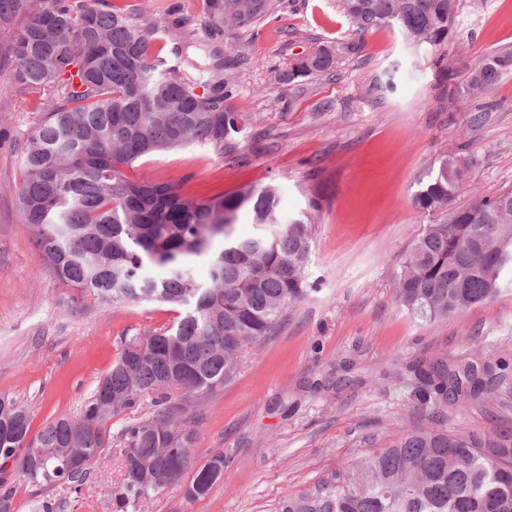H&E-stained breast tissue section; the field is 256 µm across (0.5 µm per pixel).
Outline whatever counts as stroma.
Segmentation results:
<instances>
[{
    "instance_id": "1",
    "label": "stroma",
    "mask_w": 512,
    "mask_h": 512,
    "mask_svg": "<svg viewBox=\"0 0 512 512\" xmlns=\"http://www.w3.org/2000/svg\"><path fill=\"white\" fill-rule=\"evenodd\" d=\"M270 15L210 39L204 0H112L139 20H178L194 44L177 64L219 65L226 111L241 128L218 149L192 144L142 158L129 179L179 185L195 199L249 185H277L287 215L308 209L314 289L291 306L274 336L247 353L235 381L190 398L177 424L195 432L194 463L224 458V475L201 498L174 486L138 512H276L402 430L489 434L512 426V292L459 316L420 319L394 298V278L424 225L412 197L438 161L472 160L457 204L512 190V73L480 94L449 99L486 54L512 46V0H461L457 34L438 51L415 47L398 28L358 32L340 0H272ZM342 51L335 67L279 83L321 45ZM15 63L0 49V396L25 405L30 432L77 416L109 372L126 336L168 325L172 305L80 297L41 260L18 207L22 146L42 114L20 93ZM449 78H440L439 67ZM402 76L394 90L392 68ZM479 124H471L474 113ZM309 210V209H308ZM490 364L483 392L437 416L422 399L420 363ZM151 401L108 424L111 445L62 512H113L122 483L125 425L151 419Z\"/></svg>"
}]
</instances>
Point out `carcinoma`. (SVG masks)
<instances>
[{
    "label": "carcinoma",
    "instance_id": "1",
    "mask_svg": "<svg viewBox=\"0 0 512 512\" xmlns=\"http://www.w3.org/2000/svg\"><path fill=\"white\" fill-rule=\"evenodd\" d=\"M361 31L398 26L435 50L457 32L458 0H341ZM0 0V33L15 61L14 83L44 95L42 119L23 149L18 202L40 256L65 285L103 302L159 301L179 308L175 320L146 336L124 340L108 374L75 417L61 415L30 435L27 412L0 397V485L4 465L29 483L78 493L91 466L111 444L107 424L145 397L161 406L151 420L122 432L123 482L115 512L192 472L187 487L206 495L222 477L212 457L193 465V434L175 425L167 403L182 390L210 395L230 384L241 354L274 335L288 308L311 291L308 264L315 225L309 209L288 219L275 185L186 199L171 184L131 181L123 169L155 152L193 143L224 148L239 132L224 112V81H193L160 69L155 45L173 28L140 24L107 0ZM272 9L271 0H204L209 31L248 27ZM31 19L11 28L21 14ZM336 51L322 46L279 75L290 84L334 67ZM512 70V49L479 61L457 93H479ZM470 163L444 158L420 182L412 202L441 216L413 240L395 276L399 306L422 319L459 315L512 291V191L476 195L456 204ZM246 215L257 229L235 235ZM207 260L209 282L194 264ZM137 346L133 360L129 348ZM434 405L468 404L481 392L472 363L428 365L419 371ZM494 448L496 452L488 454ZM83 452L87 463L66 458ZM277 512H512V427L477 433L424 430L395 434L382 449L310 491L284 497Z\"/></svg>",
    "mask_w": 512,
    "mask_h": 512
}]
</instances>
